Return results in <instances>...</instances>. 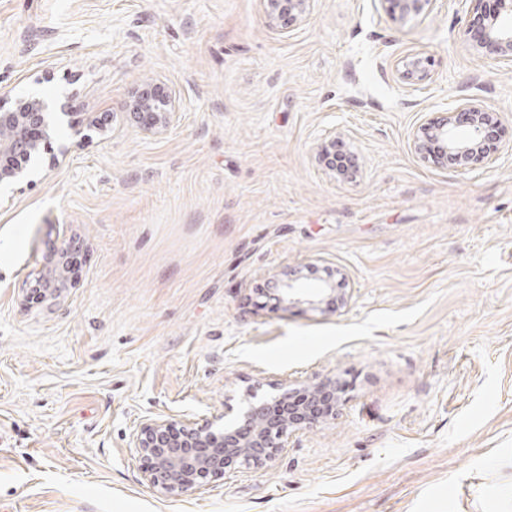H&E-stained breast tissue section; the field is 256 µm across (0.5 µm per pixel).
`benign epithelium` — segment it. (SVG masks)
<instances>
[{"mask_svg":"<svg viewBox=\"0 0 512 512\" xmlns=\"http://www.w3.org/2000/svg\"><path fill=\"white\" fill-rule=\"evenodd\" d=\"M268 23L289 29L305 22L315 0H261ZM398 19L419 15L436 0H384ZM466 31L474 45L494 56L498 67L512 71V0H495L497 13L483 9L486 0H468ZM426 59L413 53L404 60V77L421 80L427 76ZM176 94L159 85H139L128 100V109L146 135L160 134L179 118ZM68 127L67 139L52 147L51 136ZM108 129L95 116L73 118L69 103H57L37 94L18 97L12 108L0 110V188L22 190L39 181L40 175L61 167L72 149L105 135ZM504 129L496 114L472 100L457 103L441 121L422 120L412 132V145L422 160L435 164L448 159L467 170L475 162L493 164L504 151ZM267 289L275 304L305 303L318 307L341 302L335 285L323 282L305 288L301 278L288 274L271 281ZM268 400L248 402L235 416L217 428L211 420L194 422L173 418H147L132 445L144 459V477L157 491L175 496L201 481L219 477L242 460L257 467L267 465L287 447L290 435L302 428L324 424L335 418L341 392L340 380L326 378L312 385L276 387Z\"/></svg>","mask_w":512,"mask_h":512,"instance_id":"7a95c632","label":"benign epithelium"}]
</instances>
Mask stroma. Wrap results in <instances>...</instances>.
Masks as SVG:
<instances>
[{
  "label": "stroma",
  "mask_w": 512,
  "mask_h": 512,
  "mask_svg": "<svg viewBox=\"0 0 512 512\" xmlns=\"http://www.w3.org/2000/svg\"><path fill=\"white\" fill-rule=\"evenodd\" d=\"M464 9L317 0L285 33L260 0H0V98L66 93L109 127L0 191V512H512V153L462 174L411 144L461 98L512 135V72ZM147 78L181 106L155 136L125 114ZM332 138L356 171L317 162ZM66 242L67 288L35 299ZM315 267L345 307L265 305ZM330 377L335 419L266 466L167 497L129 446ZM389 4V10L400 20L409 16L420 15L429 10L436 0H383Z\"/></svg>",
  "instance_id": "obj_1"
}]
</instances>
